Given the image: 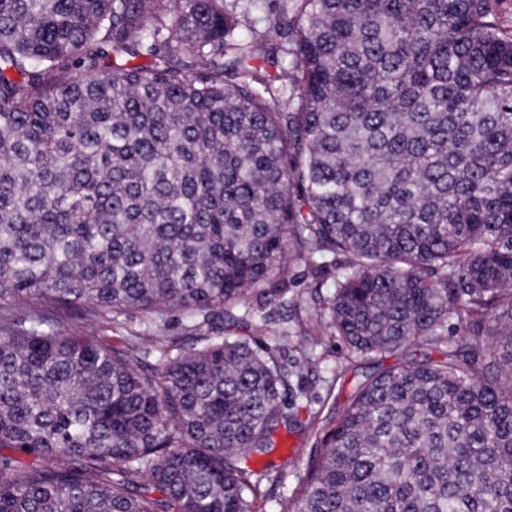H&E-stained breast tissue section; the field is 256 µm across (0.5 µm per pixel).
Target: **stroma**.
Listing matches in <instances>:
<instances>
[{"instance_id":"35a3bbf8","label":"stroma","mask_w":512,"mask_h":512,"mask_svg":"<svg viewBox=\"0 0 512 512\" xmlns=\"http://www.w3.org/2000/svg\"><path fill=\"white\" fill-rule=\"evenodd\" d=\"M288 274L297 281L296 288L288 294V304L282 310L281 321L264 326L267 336L277 335L280 327H287L289 362L311 356L314 363L310 370L299 373L298 379L308 390L306 400L290 407L293 423L289 430L276 438L272 456L277 469L284 477L282 491L285 496L296 497L300 492L307 462L316 448V437L323 420L338 416L344 410L355 384L365 375L396 364V357L386 355L367 359L348 352L343 343L330 333L310 338L311 293L331 296L333 282L316 283L305 271L303 262L294 260ZM59 323L69 333L96 336L111 341L122 340L134 332L149 330L160 336H189L191 322L182 314H171L167 322H159L142 311L132 312L122 323H114L111 316L85 306L61 316Z\"/></svg>"}]
</instances>
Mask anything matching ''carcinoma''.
Instances as JSON below:
<instances>
[{"label": "carcinoma", "instance_id": "1", "mask_svg": "<svg viewBox=\"0 0 512 512\" xmlns=\"http://www.w3.org/2000/svg\"><path fill=\"white\" fill-rule=\"evenodd\" d=\"M258 2L0 0V512H257L305 392L288 329L241 331L290 248L334 280L317 324L422 358L356 386L280 512H512L501 0H269L238 37ZM45 305L199 334L154 364Z\"/></svg>", "mask_w": 512, "mask_h": 512}]
</instances>
